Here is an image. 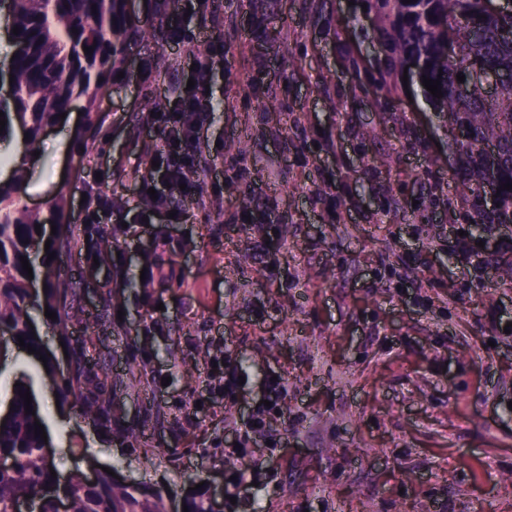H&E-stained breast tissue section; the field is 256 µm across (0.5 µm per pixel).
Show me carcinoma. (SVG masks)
Segmentation results:
<instances>
[{
    "instance_id": "1",
    "label": "carcinoma",
    "mask_w": 512,
    "mask_h": 512,
    "mask_svg": "<svg viewBox=\"0 0 512 512\" xmlns=\"http://www.w3.org/2000/svg\"><path fill=\"white\" fill-rule=\"evenodd\" d=\"M367 13L375 25L367 38L382 53L385 70L379 90L389 93L404 73L406 64L416 61L417 88L427 105L445 126L464 131V138L451 137L457 154L456 192L472 203L470 223L504 224L512 217V13L490 14L484 0H365ZM12 60L14 76L10 92L0 97L5 130L28 134L24 153L5 160L14 176L0 182V328L12 342L17 338L35 350H42V337L35 335L34 311H53L57 319H46L59 339L71 347L70 373L57 382L56 396L61 405L78 414L112 423L111 402L103 387L110 377L108 368L87 359L83 347L71 345L70 326L82 321L75 289L60 288L51 278L38 293L29 288L20 257L30 266L51 268L55 260L48 253L59 252L51 241L49 251L33 259L29 244L45 242L47 224L65 216L67 197L60 194L46 217L30 210L20 195L33 152L43 130L54 125L59 115L83 98L86 124H94L98 114L104 77L121 70L130 46L146 33L148 22L132 14L127 0H20L10 5ZM455 25L453 35L458 54L448 57V46L439 28ZM77 32H72V29ZM93 49L84 53V48ZM475 69L495 71L503 79L488 94L470 84L457 81V75H470ZM441 79L443 97L433 96L422 86V77ZM494 168L498 206L488 207L480 194ZM41 226L36 233L35 225ZM31 390L17 386L11 400L12 417L0 424V455L20 458L16 469L0 468V512H13L23 500L37 512H57L61 498L69 512H168L162 494L149 485H126L98 473L90 481L81 472L66 477L50 474L53 460L42 453L44 440L34 433V422L43 421L38 408L25 413L20 394ZM188 512H224V506L208 495L207 486L193 491L183 500Z\"/></svg>"
}]
</instances>
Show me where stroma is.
I'll return each mask as SVG.
<instances>
[{
    "label": "stroma",
    "mask_w": 512,
    "mask_h": 512,
    "mask_svg": "<svg viewBox=\"0 0 512 512\" xmlns=\"http://www.w3.org/2000/svg\"><path fill=\"white\" fill-rule=\"evenodd\" d=\"M362 5L209 0L185 21L189 48L150 35L132 46L94 126L80 99L42 136L24 201L45 214L67 194L77 248L61 265L85 315L71 332L112 369L113 420L144 435L132 452L73 420L67 441L47 434L60 475L101 465L178 501L201 464L224 485L244 475L250 512H512V288L473 262L488 251L512 268V252L499 225L469 234L447 128L403 91L381 110L384 60ZM217 49L207 161L219 175L186 223H135L129 170L164 138L141 116L157 97L170 108L166 88ZM85 194L127 226L111 252L82 221ZM168 236L175 249L152 246ZM135 249L157 264L145 288ZM112 277L123 294L106 309ZM228 352L248 361L231 401ZM269 374L288 388L270 421L278 447L255 436L228 453ZM20 380L38 398L54 386L29 356L0 363V394Z\"/></svg>",
    "instance_id": "1"
}]
</instances>
